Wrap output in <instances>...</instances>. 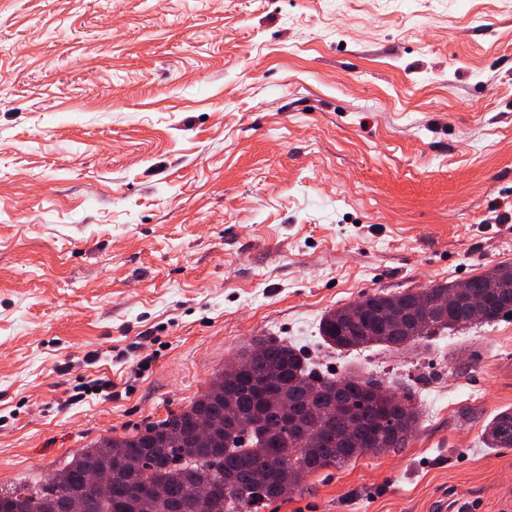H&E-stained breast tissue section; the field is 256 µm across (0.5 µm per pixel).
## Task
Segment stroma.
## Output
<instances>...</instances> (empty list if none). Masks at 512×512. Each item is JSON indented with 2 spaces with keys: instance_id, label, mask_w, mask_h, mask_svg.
I'll use <instances>...</instances> for the list:
<instances>
[{
  "instance_id": "stroma-1",
  "label": "stroma",
  "mask_w": 512,
  "mask_h": 512,
  "mask_svg": "<svg viewBox=\"0 0 512 512\" xmlns=\"http://www.w3.org/2000/svg\"><path fill=\"white\" fill-rule=\"evenodd\" d=\"M512 0H0V489L188 406L259 336L411 394L266 512H512V321L325 313L512 263ZM456 283L436 284L420 292L367 295L325 314L320 324L321 337L331 348L340 351L376 344L386 345L395 351L410 350L422 340L435 336L439 330L455 329L476 321L469 320L466 311L457 305L431 312L403 330L385 329L384 319L389 315L407 317L419 303L421 292H429L433 297L448 295ZM355 314L358 316L354 318ZM487 448H512V409L494 416L485 426Z\"/></svg>"
}]
</instances>
